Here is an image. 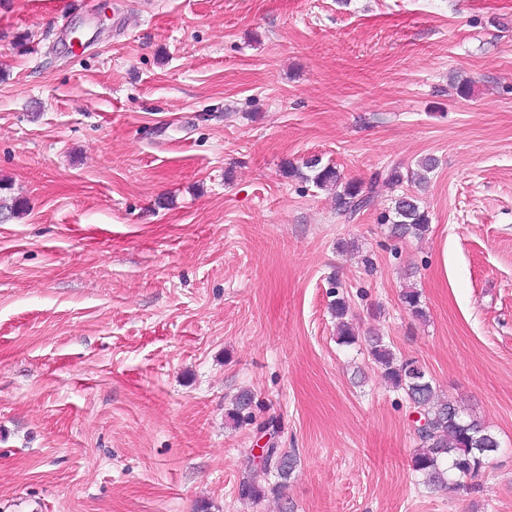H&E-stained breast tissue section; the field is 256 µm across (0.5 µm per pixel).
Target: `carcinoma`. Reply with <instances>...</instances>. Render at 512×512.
<instances>
[{"label": "carcinoma", "mask_w": 512, "mask_h": 512, "mask_svg": "<svg viewBox=\"0 0 512 512\" xmlns=\"http://www.w3.org/2000/svg\"><path fill=\"white\" fill-rule=\"evenodd\" d=\"M305 168L308 173L300 171L298 175L318 188L336 190V207L350 219L371 205L380 186L397 187L405 181L398 165L376 173L366 185L353 180L343 181L337 168L323 166L317 159L308 161ZM394 217L391 232L396 237L420 238L429 231L427 213L420 206L419 197L413 194L404 193L395 198ZM402 302L413 315L424 316L421 293L417 289H405ZM330 309L338 320L337 343L343 346L355 344V331L346 320L350 311L347 299L336 295ZM369 354L385 381L393 389L403 391L420 419L425 421L415 430L419 448L412 460L414 471L424 477V483L437 488L468 486L479 476L488 456L498 450L496 436L478 420L465 417L461 407L454 402L440 399L433 379L417 360L396 357L380 337L372 340ZM252 402L250 393H241L236 398L232 419L253 420ZM266 461L263 474L273 472L282 480L290 478L297 466L296 456L274 447L266 449ZM263 495L264 490L255 476L240 485L243 498L256 500Z\"/></svg>", "instance_id": "carcinoma-1"}]
</instances>
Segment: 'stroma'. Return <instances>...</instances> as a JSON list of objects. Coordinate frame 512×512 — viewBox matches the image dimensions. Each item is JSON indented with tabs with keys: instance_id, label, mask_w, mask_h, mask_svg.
<instances>
[{
	"instance_id": "1",
	"label": "stroma",
	"mask_w": 512,
	"mask_h": 512,
	"mask_svg": "<svg viewBox=\"0 0 512 512\" xmlns=\"http://www.w3.org/2000/svg\"><path fill=\"white\" fill-rule=\"evenodd\" d=\"M429 156L421 239L289 174ZM0 199V512H512V0H0ZM373 335L498 438L471 490ZM332 314L338 320L337 343L343 346L356 344L357 337L352 324L345 320L350 311V305L344 295L336 294V298L330 303ZM265 451L267 465L262 474L268 475L275 472L281 480L286 481L290 478L298 463L296 456L281 448H266Z\"/></svg>"
}]
</instances>
